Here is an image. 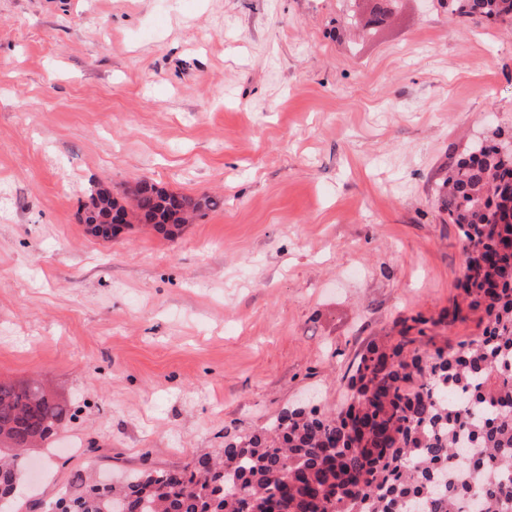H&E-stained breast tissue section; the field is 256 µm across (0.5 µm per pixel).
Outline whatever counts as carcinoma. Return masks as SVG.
<instances>
[{
    "label": "carcinoma",
    "instance_id": "cac0c4a2",
    "mask_svg": "<svg viewBox=\"0 0 512 512\" xmlns=\"http://www.w3.org/2000/svg\"><path fill=\"white\" fill-rule=\"evenodd\" d=\"M464 19L512 21V0H438ZM512 149L468 152L441 198L458 226L464 305L482 335L438 346L414 319L406 336L366 349L348 379L346 407L282 412L263 430L229 440L192 469H146L116 488L74 475L56 512H512ZM218 206L142 182L127 206L98 185L82 221L149 224L165 237ZM65 408L41 388L0 383V432L24 419L31 436L56 435ZM19 455L0 457V512L17 489Z\"/></svg>",
    "mask_w": 512,
    "mask_h": 512
}]
</instances>
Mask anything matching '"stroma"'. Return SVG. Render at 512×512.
I'll list each match as a JSON object with an SVG mask.
<instances>
[{"label":"stroma","instance_id":"obj_1","mask_svg":"<svg viewBox=\"0 0 512 512\" xmlns=\"http://www.w3.org/2000/svg\"><path fill=\"white\" fill-rule=\"evenodd\" d=\"M0 0V382L75 409L21 512L75 472L193 466L439 317L465 271L437 187L512 133V25L437 0ZM221 198L173 238L80 220L94 183Z\"/></svg>","mask_w":512,"mask_h":512}]
</instances>
